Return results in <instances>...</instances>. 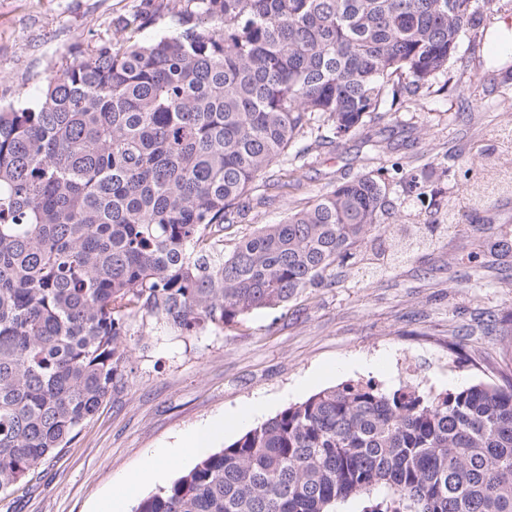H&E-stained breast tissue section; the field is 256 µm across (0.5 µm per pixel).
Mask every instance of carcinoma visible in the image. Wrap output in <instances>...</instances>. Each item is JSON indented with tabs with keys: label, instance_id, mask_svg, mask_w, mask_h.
I'll return each mask as SVG.
<instances>
[{
	"label": "carcinoma",
	"instance_id": "carcinoma-1",
	"mask_svg": "<svg viewBox=\"0 0 512 512\" xmlns=\"http://www.w3.org/2000/svg\"><path fill=\"white\" fill-rule=\"evenodd\" d=\"M0 108V491L65 448L122 384L130 322L222 331L332 283L395 209L380 169L224 249L298 137L333 144L427 96L497 0H172ZM512 512V384L424 393L348 382L291 404L133 512ZM179 28L176 18L166 9L158 14L156 21L144 26L136 34V38L142 43H151L163 36L173 34Z\"/></svg>",
	"mask_w": 512,
	"mask_h": 512
}]
</instances>
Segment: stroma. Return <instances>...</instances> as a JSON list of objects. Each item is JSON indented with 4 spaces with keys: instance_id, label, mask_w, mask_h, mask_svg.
Here are the masks:
<instances>
[{
    "instance_id": "1",
    "label": "stroma",
    "mask_w": 512,
    "mask_h": 512,
    "mask_svg": "<svg viewBox=\"0 0 512 512\" xmlns=\"http://www.w3.org/2000/svg\"><path fill=\"white\" fill-rule=\"evenodd\" d=\"M144 0H0V106L27 107L43 81L109 41ZM447 86L369 114L340 143L311 146L302 167L273 163L243 198L225 245L282 221L337 183L398 167L422 193L391 184L382 224H441L435 243L371 269L347 260L332 285L241 324L192 338L133 321L125 382L60 453L10 491L0 512H102L191 469L149 483L151 457L186 447L198 429L239 416L212 451L288 405L348 381L426 392L512 384V57L460 51Z\"/></svg>"
}]
</instances>
